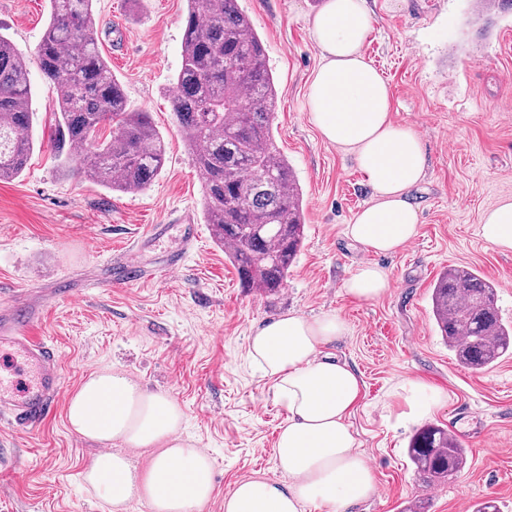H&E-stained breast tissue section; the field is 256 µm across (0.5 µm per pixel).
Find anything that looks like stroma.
I'll list each match as a JSON object with an SVG mask.
<instances>
[{
	"label": "stroma",
	"instance_id": "stroma-1",
	"mask_svg": "<svg viewBox=\"0 0 512 512\" xmlns=\"http://www.w3.org/2000/svg\"><path fill=\"white\" fill-rule=\"evenodd\" d=\"M324 0H241L278 84L276 148L303 190L305 240L284 288L273 296L241 287L211 236L192 151L172 110L181 67L186 0H94L99 46L129 110L150 113L166 144L161 174L124 194L74 175L55 149L57 95L36 62L49 20L47 0H0V31L29 61L34 112L27 168L0 181V305L26 294L41 310L32 333L62 357L64 394L34 427L0 420V512H110L83 480L100 444L67 421L69 396L91 374L110 370L182 406V434L207 454L216 491L201 512H224L237 482L276 477L274 448L287 419L271 382L251 363L253 327L288 313H338L348 333L333 348L363 381L349 419L370 459L375 494L355 512H403L422 496L426 512H474L496 500L512 512V355L491 369L460 366L431 316V288L451 266L477 270L497 287L512 323V251L480 235L483 213L512 200V8L482 11L477 0H368L373 29L363 46L387 80L392 118L414 128L428 153L411 197L418 234L411 249L376 255L352 244L346 224L371 199L351 155L325 142L306 108L307 81L320 61L308 21ZM152 224L168 234L141 254L160 265L198 227V245L166 281L115 285L119 261ZM362 263L390 274L382 299L349 298L343 283ZM79 289L76 301L57 298ZM418 380L448 398L432 424L456 429L468 465L426 486L406 449L416 424L397 420L392 388Z\"/></svg>",
	"mask_w": 512,
	"mask_h": 512
}]
</instances>
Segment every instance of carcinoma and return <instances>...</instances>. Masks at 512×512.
<instances>
[{
	"label": "carcinoma",
	"mask_w": 512,
	"mask_h": 512,
	"mask_svg": "<svg viewBox=\"0 0 512 512\" xmlns=\"http://www.w3.org/2000/svg\"><path fill=\"white\" fill-rule=\"evenodd\" d=\"M187 2L171 103L204 184L210 231L242 287L277 293L303 246L304 222L302 189L274 146V75L239 0ZM49 4L36 56L57 92L59 144L83 150L70 162L85 180L140 192L163 170V137L149 113L127 109L124 90L98 50L93 0ZM32 117L28 61L0 33V180L25 170L33 150ZM107 124L112 133L103 138ZM495 289L465 267L444 270L433 285L437 330L467 369L484 371L512 354V325L499 315ZM407 456L429 485L447 481L468 464L456 437L434 424L416 430Z\"/></svg>",
	"instance_id": "obj_1"
}]
</instances>
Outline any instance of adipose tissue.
<instances>
[{"mask_svg": "<svg viewBox=\"0 0 512 512\" xmlns=\"http://www.w3.org/2000/svg\"><path fill=\"white\" fill-rule=\"evenodd\" d=\"M373 17L366 0H325L310 21L320 50L306 95L311 121L327 142L350 153L373 199L345 227L364 250L393 254L417 234L412 189L426 177L419 134L391 118L389 85L363 53ZM485 241L512 250V201L487 210L480 227ZM390 277L375 264L358 267L345 281L346 294L361 302L386 295ZM336 313L314 319L291 313L256 327L249 356L272 382L273 396L288 419L274 450L277 478L237 482L224 496V512H351L375 492L368 458L357 449L348 422L361 396L357 372L334 359L328 345L346 336ZM402 417L421 419L446 401L444 391L417 381L391 394ZM185 413L170 394L143 388L119 373L91 374L69 400L67 418L80 436L153 448L146 470L120 452L94 456L83 477L112 507L147 499L152 512H200L215 491L213 463L180 433Z\"/></svg>", "mask_w": 512, "mask_h": 512, "instance_id": "obj_1", "label": "adipose tissue"}]
</instances>
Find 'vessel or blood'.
<instances>
[{
  "label": "vessel or blood",
  "mask_w": 512,
  "mask_h": 512,
  "mask_svg": "<svg viewBox=\"0 0 512 512\" xmlns=\"http://www.w3.org/2000/svg\"><path fill=\"white\" fill-rule=\"evenodd\" d=\"M196 241L195 225H184L181 251L170 253L167 260L153 270L143 266L139 249H132L113 265L112 280L117 284L166 280L181 270L184 251L194 248ZM37 317L36 309L24 297L14 298L0 307V347H8L13 355L21 357L35 375L34 382L24 384L0 376V414L25 425L41 421L51 404L63 394L58 350L29 334Z\"/></svg>",
  "instance_id": "obj_1"
}]
</instances>
